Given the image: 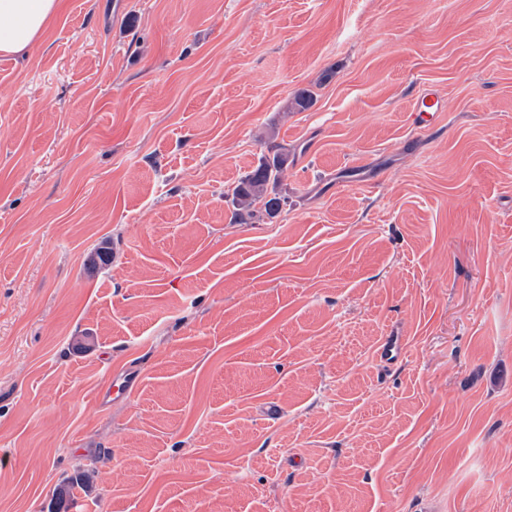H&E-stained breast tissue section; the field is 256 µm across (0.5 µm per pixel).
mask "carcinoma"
I'll return each mask as SVG.
<instances>
[{
    "instance_id": "carcinoma-1",
    "label": "carcinoma",
    "mask_w": 512,
    "mask_h": 512,
    "mask_svg": "<svg viewBox=\"0 0 512 512\" xmlns=\"http://www.w3.org/2000/svg\"><path fill=\"white\" fill-rule=\"evenodd\" d=\"M313 101L314 92L302 88L295 91L287 108L304 110ZM287 169L288 152L275 143L274 139H268L266 153L261 161L231 190L235 216L276 217L285 205V198L280 194L278 186Z\"/></svg>"
}]
</instances>
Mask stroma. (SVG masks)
<instances>
[{
    "instance_id": "stroma-1",
    "label": "stroma",
    "mask_w": 512,
    "mask_h": 512,
    "mask_svg": "<svg viewBox=\"0 0 512 512\" xmlns=\"http://www.w3.org/2000/svg\"><path fill=\"white\" fill-rule=\"evenodd\" d=\"M0 512H512V0H63L0 54ZM439 107L440 101L437 96L432 92L426 93L416 102L412 110L410 116L412 124L419 128L431 126L437 117ZM288 169V152L269 138L261 161L231 190L235 217H276L285 198L278 186ZM140 382L139 375H132V373L117 374L113 373L108 380V385L102 392L100 399L102 401L108 398H121L124 400L131 399L133 393L137 389Z\"/></svg>"
}]
</instances>
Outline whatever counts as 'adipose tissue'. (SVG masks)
Returning a JSON list of instances; mask_svg holds the SVG:
<instances>
[{
  "label": "adipose tissue",
  "instance_id": "1",
  "mask_svg": "<svg viewBox=\"0 0 512 512\" xmlns=\"http://www.w3.org/2000/svg\"><path fill=\"white\" fill-rule=\"evenodd\" d=\"M59 8L60 0H0V52L23 53Z\"/></svg>",
  "mask_w": 512,
  "mask_h": 512
}]
</instances>
